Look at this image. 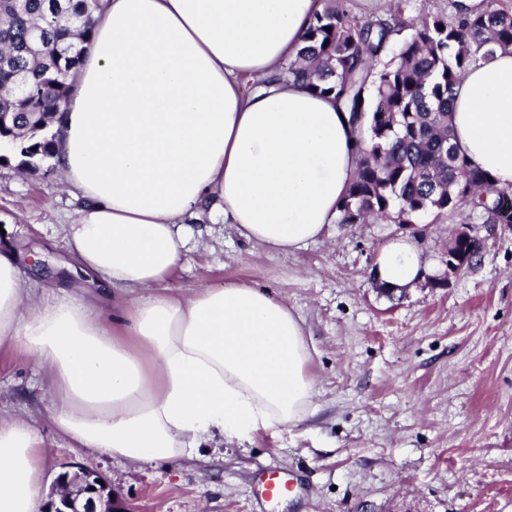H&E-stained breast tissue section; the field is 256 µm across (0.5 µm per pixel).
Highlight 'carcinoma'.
I'll list each match as a JSON object with an SVG mask.
<instances>
[{
	"label": "carcinoma",
	"mask_w": 512,
	"mask_h": 512,
	"mask_svg": "<svg viewBox=\"0 0 512 512\" xmlns=\"http://www.w3.org/2000/svg\"><path fill=\"white\" fill-rule=\"evenodd\" d=\"M306 45L284 61L278 79L303 83L360 121V163L338 206L339 224L391 219L413 224L426 213L469 206L485 224H512V190L498 209L493 179L454 143V86L471 66L512 50V8L487 5L453 19L405 14L362 20L340 0H320ZM98 0H0V148L26 163L53 154L93 33ZM410 35L402 37L404 31ZM398 48L389 60L382 55Z\"/></svg>",
	"instance_id": "cac0c4a2"
}]
</instances>
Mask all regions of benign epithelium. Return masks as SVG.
Returning a JSON list of instances; mask_svg holds the SVG:
<instances>
[{
    "label": "benign epithelium",
    "instance_id": "obj_1",
    "mask_svg": "<svg viewBox=\"0 0 512 512\" xmlns=\"http://www.w3.org/2000/svg\"><path fill=\"white\" fill-rule=\"evenodd\" d=\"M473 239L469 225H460L448 247L446 270L439 278L441 284H448L451 277L469 268ZM53 495L55 499L50 501V512H130L121 506L112 487L90 471L60 474Z\"/></svg>",
    "mask_w": 512,
    "mask_h": 512
}]
</instances>
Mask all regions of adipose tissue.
I'll return each mask as SVG.
<instances>
[{
	"mask_svg": "<svg viewBox=\"0 0 512 512\" xmlns=\"http://www.w3.org/2000/svg\"><path fill=\"white\" fill-rule=\"evenodd\" d=\"M316 0H102L95 36L53 161L83 203L67 255L34 302L16 254L0 253V348L40 366L49 420L72 448L133 463L199 454L303 425L312 352L301 321L267 290L229 283L184 298L156 294L134 312L104 309L115 288L164 283L207 213L288 254L319 238L359 163L358 126L334 96L273 81L296 58ZM452 125L468 161L512 187V53L456 83ZM416 244L390 241L375 275L423 278ZM44 443L0 418V512H42Z\"/></svg>",
	"mask_w": 512,
	"mask_h": 512,
	"instance_id": "1",
	"label": "adipose tissue"
}]
</instances>
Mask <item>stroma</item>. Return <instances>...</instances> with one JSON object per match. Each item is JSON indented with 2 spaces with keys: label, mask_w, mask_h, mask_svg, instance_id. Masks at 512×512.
<instances>
[{
  "label": "stroma",
  "mask_w": 512,
  "mask_h": 512,
  "mask_svg": "<svg viewBox=\"0 0 512 512\" xmlns=\"http://www.w3.org/2000/svg\"><path fill=\"white\" fill-rule=\"evenodd\" d=\"M79 207L52 162L0 165V235L39 262L20 272L35 300L56 301L44 276L64 253ZM484 243L481 260L434 285L458 225ZM413 239L427 271L380 293L374 266L391 240ZM229 282L269 290L300 318L312 349L314 414L244 446L134 465L95 448L72 450L46 414V378L25 356L0 351V415L32 419L47 450L40 494L64 470L102 476L137 512H512V225L462 209L411 225L333 224L294 254L213 225L166 282L187 295ZM288 477L287 497L263 500L259 474Z\"/></svg>",
  "instance_id": "35a3bbf8"
}]
</instances>
